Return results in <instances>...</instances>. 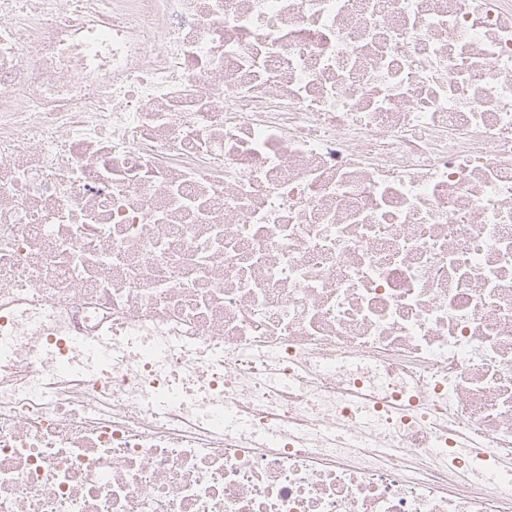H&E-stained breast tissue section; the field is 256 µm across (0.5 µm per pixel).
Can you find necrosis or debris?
Listing matches in <instances>:
<instances>
[{"label": "necrosis or debris", "instance_id": "1", "mask_svg": "<svg viewBox=\"0 0 512 512\" xmlns=\"http://www.w3.org/2000/svg\"><path fill=\"white\" fill-rule=\"evenodd\" d=\"M0 344V512H512L413 466L512 460V0H0ZM209 358L248 430L197 426ZM356 387L423 397L394 450L330 447ZM70 352L81 356L82 364L79 368L68 357ZM44 364L49 374L60 379L71 376L78 369L82 373L103 370L112 364V358L102 352L97 337L70 336L56 343L48 342L44 354ZM267 363L263 384L272 393H281L289 388L311 381L310 375L301 369L289 371L288 374L280 372L272 357L267 359Z\"/></svg>", "mask_w": 512, "mask_h": 512}]
</instances>
